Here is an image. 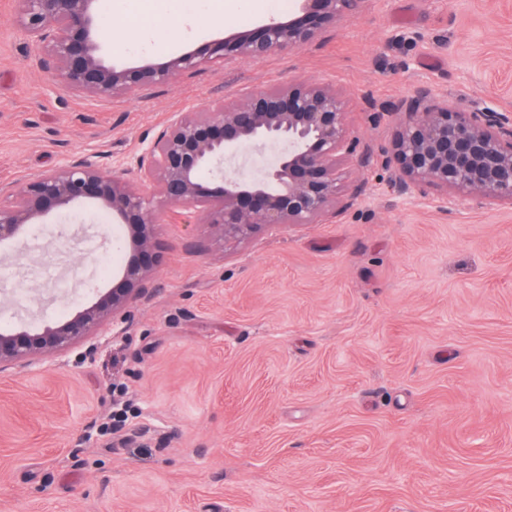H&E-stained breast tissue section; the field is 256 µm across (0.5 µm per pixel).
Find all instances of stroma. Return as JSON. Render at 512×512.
<instances>
[{"label": "stroma", "instance_id": "35a3bbf8", "mask_svg": "<svg viewBox=\"0 0 512 512\" xmlns=\"http://www.w3.org/2000/svg\"><path fill=\"white\" fill-rule=\"evenodd\" d=\"M0 0V183L81 154L142 153L175 112L309 80L350 105L374 164L326 224L225 244L198 215L158 224L157 292L61 355L0 373V512H512V204L401 198L385 164L427 87L512 110V0H365L304 46L230 59L133 96L74 93ZM166 27L108 44L119 68L169 58L292 9L152 0ZM0 246V326L41 327L109 288L120 225L90 206ZM41 261L20 257V247ZM150 445H112V424Z\"/></svg>", "mask_w": 512, "mask_h": 512}]
</instances>
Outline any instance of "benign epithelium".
I'll use <instances>...</instances> for the list:
<instances>
[{
    "mask_svg": "<svg viewBox=\"0 0 512 512\" xmlns=\"http://www.w3.org/2000/svg\"><path fill=\"white\" fill-rule=\"evenodd\" d=\"M16 21L42 48L38 65L74 91L115 98L165 84L204 63L229 58L262 60L296 49L322 30L359 11L364 0H300L298 14L272 20L220 40L202 51L165 62L117 68L102 52L108 32L102 0H17ZM401 117L385 164L395 169L390 189L401 195L429 188L466 197L512 203V113L474 106L461 111L427 87L381 107ZM285 141L288 151L260 179L220 170L234 150ZM373 151L348 132V105L335 88L298 81L217 101L208 112H177L137 159L138 177L127 179L85 156L20 183L0 184V246L19 240L50 214L91 205L125 228L124 264L112 286L69 318L37 331L0 327V372L51 358L90 335L109 318L155 296L160 243L153 226L159 206L193 210L227 243L282 224H321L335 219L366 194V183H342L344 165L367 168ZM152 184L145 193L141 183ZM113 446L149 434L146 427L121 432Z\"/></svg>",
    "mask_w": 512,
    "mask_h": 512,
    "instance_id": "7a95c632",
    "label": "benign epithelium"
}]
</instances>
